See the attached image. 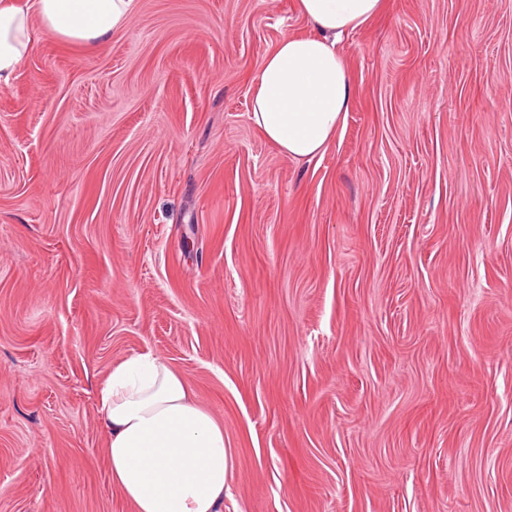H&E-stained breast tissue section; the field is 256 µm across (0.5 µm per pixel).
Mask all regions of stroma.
<instances>
[{
	"mask_svg": "<svg viewBox=\"0 0 512 512\" xmlns=\"http://www.w3.org/2000/svg\"><path fill=\"white\" fill-rule=\"evenodd\" d=\"M295 0H137L0 85V512H133L95 392L152 350L224 512H512V0H384L350 112L250 119Z\"/></svg>",
	"mask_w": 512,
	"mask_h": 512,
	"instance_id": "1",
	"label": "stroma"
}]
</instances>
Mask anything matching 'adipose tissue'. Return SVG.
<instances>
[{"label":"adipose tissue","instance_id":"obj_1","mask_svg":"<svg viewBox=\"0 0 512 512\" xmlns=\"http://www.w3.org/2000/svg\"><path fill=\"white\" fill-rule=\"evenodd\" d=\"M383 0H297L312 31L283 38L252 80L251 121L283 155L324 154L351 108L341 37ZM137 0H0V84L34 45L35 30L93 49L122 30ZM112 482L134 512H222L224 427L194 399L187 378L146 350L113 365L97 391Z\"/></svg>","mask_w":512,"mask_h":512}]
</instances>
